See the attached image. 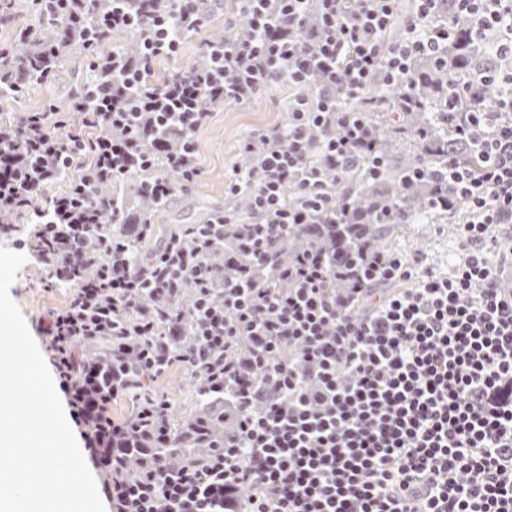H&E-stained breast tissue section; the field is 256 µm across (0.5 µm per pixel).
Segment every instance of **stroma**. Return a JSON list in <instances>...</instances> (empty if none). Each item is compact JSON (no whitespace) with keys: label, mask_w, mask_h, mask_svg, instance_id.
<instances>
[{"label":"stroma","mask_w":512,"mask_h":512,"mask_svg":"<svg viewBox=\"0 0 512 512\" xmlns=\"http://www.w3.org/2000/svg\"><path fill=\"white\" fill-rule=\"evenodd\" d=\"M234 6V0H224L223 14L213 17L208 28L188 38L178 56L159 59L154 68L155 80H164L192 62L206 42L221 36L224 17L233 12ZM89 61L90 56L85 50L74 48L61 59L55 82L18 97H0V122L20 120L26 113L41 111L49 101L65 105L69 94L85 76ZM297 93V87L284 82L247 105H228L213 112L197 136L201 176L192 189H175L168 199L166 211L153 228V248H160L172 229L201 223L203 216L214 211L233 209L244 212V198L227 194L224 187L226 177L242 158L240 142L254 127L285 124L288 108ZM399 249L416 255L424 265L442 273L448 272L459 259L455 227L451 224L411 225L400 238ZM10 295L22 310L28 328L32 329L47 310L64 307L70 292L65 288H41L36 271L26 266L18 272Z\"/></svg>","instance_id":"35a3bbf8"}]
</instances>
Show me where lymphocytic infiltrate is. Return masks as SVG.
Listing matches in <instances>:
<instances>
[{"label": "lymphocytic infiltrate", "instance_id": "obj_1", "mask_svg": "<svg viewBox=\"0 0 512 512\" xmlns=\"http://www.w3.org/2000/svg\"><path fill=\"white\" fill-rule=\"evenodd\" d=\"M197 2L32 0L52 34L30 59L0 47L1 96L44 84L72 43L94 53L66 111L0 124V229L26 219L20 246L43 287L70 291L38 330L112 512H512V96L470 106L456 127L485 165L448 163L470 206L450 273L396 250L350 267L314 243L289 252L297 226L335 223L329 176L375 150L374 88L404 86L410 58L437 51L435 0H418L392 43L398 0H235L248 36L207 42L204 64L152 81L156 61L208 24ZM464 8L512 58V0ZM118 31L135 50L100 52ZM282 81L302 90L287 123L252 129L241 150L259 165L227 180L252 221L227 211L136 259L129 242L153 226L102 186L147 171L152 201L188 189L212 107ZM186 323L193 343L173 346ZM101 336L114 340L108 371L77 348ZM175 364L221 402L224 437L204 466L130 470L125 449L171 437L170 402L145 384ZM122 392L137 415L116 422Z\"/></svg>", "mask_w": 512, "mask_h": 512}]
</instances>
